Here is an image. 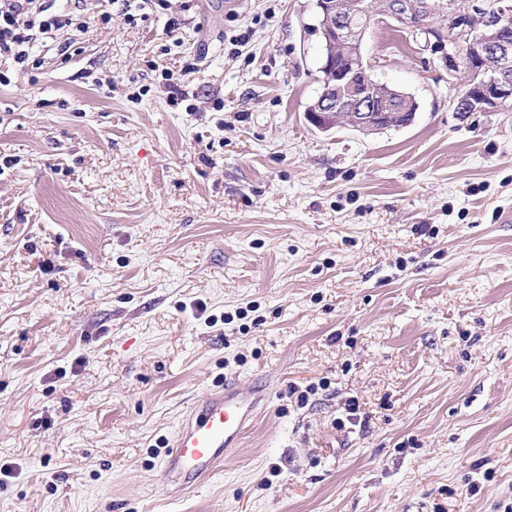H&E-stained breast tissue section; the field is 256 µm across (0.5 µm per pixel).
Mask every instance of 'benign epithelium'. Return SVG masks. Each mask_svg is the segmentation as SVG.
<instances>
[{
	"instance_id": "7a95c632",
	"label": "benign epithelium",
	"mask_w": 512,
	"mask_h": 512,
	"mask_svg": "<svg viewBox=\"0 0 512 512\" xmlns=\"http://www.w3.org/2000/svg\"><path fill=\"white\" fill-rule=\"evenodd\" d=\"M324 43L320 71L336 75L309 111L313 124L323 130L337 125V113L362 132L375 130L374 112H410L413 98L374 79L364 64L362 38L367 6L361 0H316ZM512 0H501L490 16L484 0H388L386 15L410 33L424 36V47L438 55L453 79L467 67L473 79L453 109L469 105L474 112H507L512 109V26L504 21ZM439 15L435 23L427 19Z\"/></svg>"
}]
</instances>
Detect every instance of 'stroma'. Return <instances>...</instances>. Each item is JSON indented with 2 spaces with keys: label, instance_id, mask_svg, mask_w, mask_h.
Here are the masks:
<instances>
[{
  "label": "stroma",
  "instance_id": "1",
  "mask_svg": "<svg viewBox=\"0 0 512 512\" xmlns=\"http://www.w3.org/2000/svg\"><path fill=\"white\" fill-rule=\"evenodd\" d=\"M169 5L0 85V512H512V112L388 21L413 123L324 131L314 0ZM228 379L268 398L171 493ZM265 390L255 383L244 392L232 382L224 383L222 392L210 395L179 426L163 460L165 480L184 490L210 477L229 449L238 448Z\"/></svg>",
  "mask_w": 512,
  "mask_h": 512
}]
</instances>
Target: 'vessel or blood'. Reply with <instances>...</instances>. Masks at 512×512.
<instances>
[{"label":"vessel or blood","mask_w":512,"mask_h":512,"mask_svg":"<svg viewBox=\"0 0 512 512\" xmlns=\"http://www.w3.org/2000/svg\"><path fill=\"white\" fill-rule=\"evenodd\" d=\"M263 393V386L245 391L232 382L210 395L179 426L163 461L165 480L185 489L210 477L229 449L238 447Z\"/></svg>","instance_id":"b4317fda"}]
</instances>
